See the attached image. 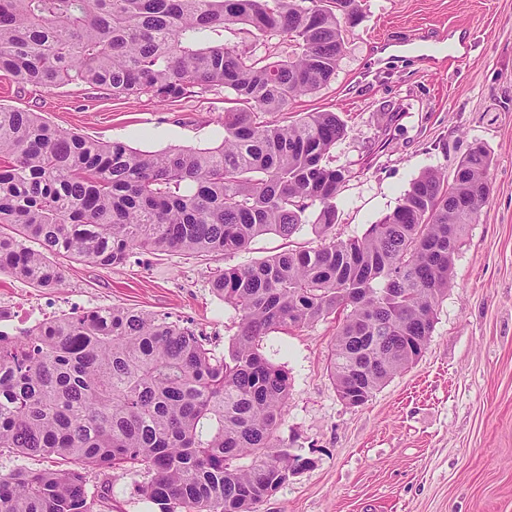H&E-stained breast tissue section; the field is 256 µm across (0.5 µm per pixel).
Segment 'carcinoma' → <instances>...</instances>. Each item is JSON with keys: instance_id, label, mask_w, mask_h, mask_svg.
Instances as JSON below:
<instances>
[{"instance_id": "obj_1", "label": "carcinoma", "mask_w": 512, "mask_h": 512, "mask_svg": "<svg viewBox=\"0 0 512 512\" xmlns=\"http://www.w3.org/2000/svg\"><path fill=\"white\" fill-rule=\"evenodd\" d=\"M358 18V0H0V72L18 83L160 106L195 88L235 95L220 145L161 152L0 107V272L53 290L64 273L51 254L106 269L136 251L226 257L309 222L324 240L214 276L240 316L222 354L125 307L0 330V451L63 461L1 474L0 512H95L101 470L149 476L158 512H255L311 464L277 436L290 382L261 352L265 336L334 317L331 376L364 404L420 356L492 159L478 145L453 182L425 171L364 236L329 237L347 174L327 158L346 125L335 112L277 116L332 81ZM226 30L251 44H224ZM274 40L291 42L287 59L257 52Z\"/></svg>"}]
</instances>
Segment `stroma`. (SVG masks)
Masks as SVG:
<instances>
[{
  "label": "stroma",
  "mask_w": 512,
  "mask_h": 512,
  "mask_svg": "<svg viewBox=\"0 0 512 512\" xmlns=\"http://www.w3.org/2000/svg\"><path fill=\"white\" fill-rule=\"evenodd\" d=\"M360 9L334 79L287 114L332 111L347 124L329 154L348 173L333 236H363L424 171L454 173L479 144L493 159L491 193L455 256L426 348L366 404L337 395L336 321L264 339V355L291 382L277 434L313 464L257 512H512V0H360ZM427 46L434 60H425ZM232 96L190 93L161 107L145 95L74 84L47 92L0 74V106L144 151L220 144ZM320 243L304 224L292 238L264 234L225 258L140 252L111 269L68 261L52 291L0 273V309L28 328L95 307L135 308L184 323L220 352L239 315L212 292L211 276ZM143 481L94 474L90 491L105 494L96 512H157Z\"/></svg>",
  "instance_id": "1"
}]
</instances>
